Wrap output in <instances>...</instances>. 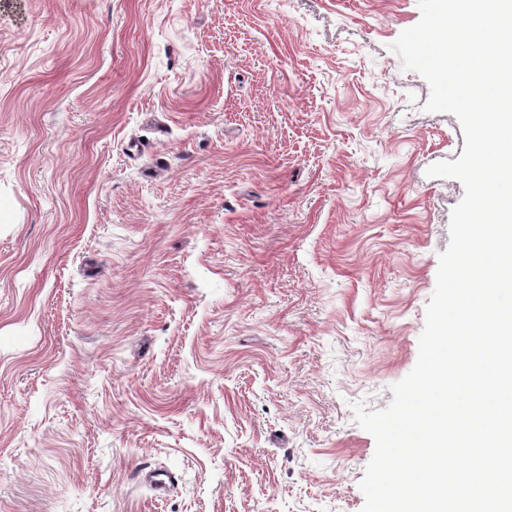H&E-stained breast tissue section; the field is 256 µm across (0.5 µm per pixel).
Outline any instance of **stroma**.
Here are the masks:
<instances>
[{
  "mask_svg": "<svg viewBox=\"0 0 512 512\" xmlns=\"http://www.w3.org/2000/svg\"><path fill=\"white\" fill-rule=\"evenodd\" d=\"M420 17L0 0V512H361L464 196Z\"/></svg>",
  "mask_w": 512,
  "mask_h": 512,
  "instance_id": "1",
  "label": "stroma"
}]
</instances>
